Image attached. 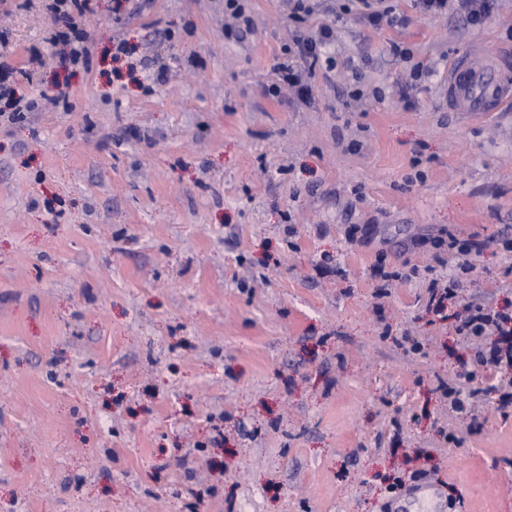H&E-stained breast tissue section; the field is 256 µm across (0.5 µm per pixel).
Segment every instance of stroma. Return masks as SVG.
Segmentation results:
<instances>
[{
	"label": "stroma",
	"instance_id": "obj_1",
	"mask_svg": "<svg viewBox=\"0 0 512 512\" xmlns=\"http://www.w3.org/2000/svg\"><path fill=\"white\" fill-rule=\"evenodd\" d=\"M391 4L407 26L250 0L239 42L224 0H93L67 68L44 0H0L27 97L70 89L0 124V512H413L421 484L512 512V408L428 294L477 234L467 292L512 307V111L448 106L512 0L479 27ZM331 22L312 100L275 93L293 30Z\"/></svg>",
	"mask_w": 512,
	"mask_h": 512
}]
</instances>
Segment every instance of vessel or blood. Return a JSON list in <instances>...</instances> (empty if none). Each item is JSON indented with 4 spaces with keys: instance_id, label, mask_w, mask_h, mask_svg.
Segmentation results:
<instances>
[{
    "instance_id": "vessel-or-blood-1",
    "label": "vessel or blood",
    "mask_w": 512,
    "mask_h": 512,
    "mask_svg": "<svg viewBox=\"0 0 512 512\" xmlns=\"http://www.w3.org/2000/svg\"><path fill=\"white\" fill-rule=\"evenodd\" d=\"M512 105V51L493 55L482 68L473 67L469 53L448 67V106L456 112H496Z\"/></svg>"
}]
</instances>
